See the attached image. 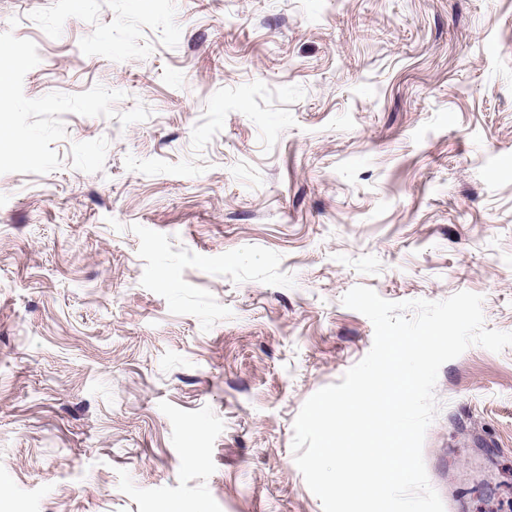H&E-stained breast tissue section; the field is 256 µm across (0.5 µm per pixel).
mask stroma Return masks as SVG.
<instances>
[{
	"mask_svg": "<svg viewBox=\"0 0 512 512\" xmlns=\"http://www.w3.org/2000/svg\"><path fill=\"white\" fill-rule=\"evenodd\" d=\"M0 512H323L357 285L512 332V0H0ZM445 512H512V347L445 363Z\"/></svg>",
	"mask_w": 512,
	"mask_h": 512,
	"instance_id": "obj_1",
	"label": "stroma"
}]
</instances>
